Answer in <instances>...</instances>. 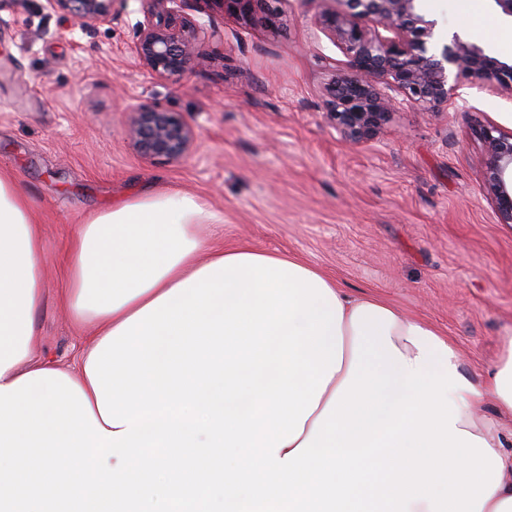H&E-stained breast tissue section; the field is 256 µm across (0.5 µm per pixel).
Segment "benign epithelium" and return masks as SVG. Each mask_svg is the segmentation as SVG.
<instances>
[{
    "instance_id": "1",
    "label": "benign epithelium",
    "mask_w": 512,
    "mask_h": 512,
    "mask_svg": "<svg viewBox=\"0 0 512 512\" xmlns=\"http://www.w3.org/2000/svg\"><path fill=\"white\" fill-rule=\"evenodd\" d=\"M46 8L79 27L110 28L123 0H45ZM144 21L129 52L156 78L176 83L203 67L200 43L218 32L182 14L179 0H142ZM317 25L347 58L345 71L324 87L325 118L340 138L364 143L384 128L391 114L418 104L430 110L453 107L459 80L467 78L512 96V63L490 56L453 36L441 49L429 47L434 22L425 19L419 0H329ZM227 8L248 17L257 7L273 15L270 0H225ZM126 134L145 159L179 160L197 144V133L178 112L155 104L128 107ZM485 145L484 186L501 224H512V131L480 125Z\"/></svg>"
}]
</instances>
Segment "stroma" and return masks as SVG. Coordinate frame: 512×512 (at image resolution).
<instances>
[{
  "mask_svg": "<svg viewBox=\"0 0 512 512\" xmlns=\"http://www.w3.org/2000/svg\"><path fill=\"white\" fill-rule=\"evenodd\" d=\"M244 18L222 0H187L214 27L205 67L155 78L128 52L143 21L127 0L111 28L83 30L44 0H0V170L43 229L44 303L36 355L72 364L82 336L59 303L79 224L142 190L194 195L224 217L215 242L288 254L349 293L383 298L430 323L463 371L485 375L512 334V226L483 183L481 124L512 128V98L461 80L457 108L409 106L378 136L342 141L323 87L345 57L319 31V0H278ZM449 33L512 60V20L492 0H421ZM163 106L196 131L178 160L140 157L125 135L129 104Z\"/></svg>",
  "mask_w": 512,
  "mask_h": 512,
  "instance_id": "1",
  "label": "stroma"
}]
</instances>
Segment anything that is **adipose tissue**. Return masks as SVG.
Wrapping results in <instances>:
<instances>
[{"label":"adipose tissue","instance_id":"adipose-tissue-1","mask_svg":"<svg viewBox=\"0 0 512 512\" xmlns=\"http://www.w3.org/2000/svg\"><path fill=\"white\" fill-rule=\"evenodd\" d=\"M30 208L0 172V512H512V335L474 380L429 323L148 192L73 237L72 375L32 357Z\"/></svg>","mask_w":512,"mask_h":512}]
</instances>
